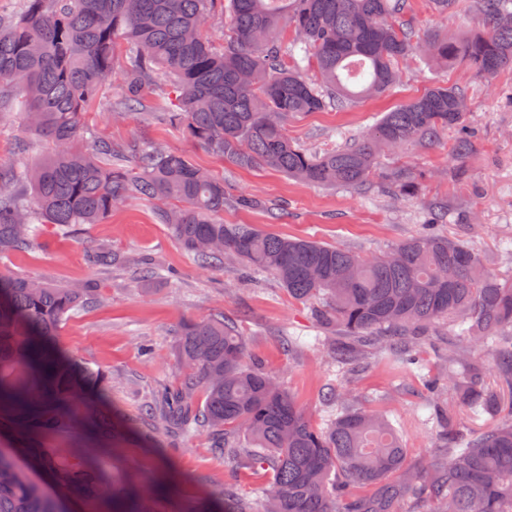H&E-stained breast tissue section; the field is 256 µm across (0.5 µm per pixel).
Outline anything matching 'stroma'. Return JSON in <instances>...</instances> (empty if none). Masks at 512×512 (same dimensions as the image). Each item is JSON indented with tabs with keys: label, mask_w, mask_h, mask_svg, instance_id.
I'll list each match as a JSON object with an SVG mask.
<instances>
[{
	"label": "stroma",
	"mask_w": 512,
	"mask_h": 512,
	"mask_svg": "<svg viewBox=\"0 0 512 512\" xmlns=\"http://www.w3.org/2000/svg\"><path fill=\"white\" fill-rule=\"evenodd\" d=\"M409 6L422 36L432 31L464 35L482 26L479 16L465 7L442 15L431 0H409ZM399 69V83L384 95L289 120V138L321 154L361 138L383 113L425 88L458 85L468 92L465 126L475 144L466 164H459L444 143L411 146L382 155L363 188H326L273 170L235 167L169 126L113 112L112 103L120 93L116 86L93 103L85 120L96 136L115 145L152 141L183 153L223 179L229 195L249 194L261 200V207L251 211L225 208V223L253 224L363 256L383 254L431 224L439 235L468 243L490 273L512 277V69L486 83L464 64L435 65L418 53L403 60ZM23 137L31 146L21 153L15 141ZM49 149L46 141L28 136L16 105L0 106L1 162L28 167ZM398 167L415 175V195L387 189L384 176ZM155 210L153 202L129 201L114 208L105 222L82 225L68 238L44 226L42 247L8 262L12 270L57 284L96 283L97 305L62 326L59 345L111 372L107 399L122 418L139 423L156 386L177 384L182 370L179 327L220 312L237 323L250 359L282 382L313 423L324 424L330 413L323 401L326 392L343 387L363 408L383 411L397 422L407 469L424 470L440 462L439 428L425 420V391L418 378L397 374L375 356L359 375L341 373L326 346L314 342L311 303L289 298L273 273L254 272L234 260L226 261L220 272L199 267L167 226L156 220ZM100 243L117 253L152 258L159 271L152 293H139L132 268H90L85 254ZM285 334L297 337L299 346L285 350ZM155 437L153 446L133 436L117 451L99 452L97 469L117 480L135 473L163 485L168 512H185L203 499H218L228 486L250 496L263 482L245 464L225 462L206 433L174 436L160 430Z\"/></svg>",
	"instance_id": "stroma-1"
}]
</instances>
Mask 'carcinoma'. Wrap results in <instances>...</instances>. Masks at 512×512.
<instances>
[{
  "label": "carcinoma",
  "mask_w": 512,
  "mask_h": 512,
  "mask_svg": "<svg viewBox=\"0 0 512 512\" xmlns=\"http://www.w3.org/2000/svg\"><path fill=\"white\" fill-rule=\"evenodd\" d=\"M483 30L432 36L420 45L405 19L404 0H22L0 18V101L15 88L31 134L52 142L32 169L0 163V260L38 245L43 225L69 234L101 224L130 200L160 203L158 221L202 268L224 267L232 255L249 269L273 272L288 296L316 301L320 330L340 331L330 357L348 373L368 351L394 370L422 369L415 340L448 320V384L471 416L501 411L500 386L512 387V279L489 273L464 242L429 231L389 253L363 257L308 239H291L253 224L221 219L224 181L184 154L157 143L86 138L87 109L112 74L122 75L115 112L145 115L178 128L213 155L243 169H273L306 184L360 189L379 154L411 144L433 147L450 129L452 153H473L463 132L467 91L433 85L386 113L357 143L316 156L288 138V118L381 95L400 79L399 63L420 49L435 61L460 62L489 81L512 68V0H470ZM230 33L215 45L203 28L215 13ZM291 29L295 40L281 34ZM125 54L117 55L118 43ZM313 64L314 75L296 61ZM409 195L406 168L385 176ZM93 268L132 266L143 282L157 274L151 259L99 244ZM96 302V285H60L0 265V414L27 439L17 452L47 473L81 512H159L136 474L108 481L82 447L49 448L45 440L82 431L117 442L126 436L103 409L112 375L57 345L63 323ZM184 371L157 390L153 416L167 432L204 429L232 462L246 456L267 473L257 500L224 491L219 512H399L412 494L426 512H512V419L471 432L435 402L439 386L423 376L448 448L433 470L405 468L406 449L391 420L340 406L325 426L313 424L288 391L247 361L236 323L214 314L178 332ZM485 347L487 368L461 352ZM361 483L374 495L355 496ZM0 512H62L10 453H0Z\"/></svg>",
  "instance_id": "cac0c4a2"
}]
</instances>
